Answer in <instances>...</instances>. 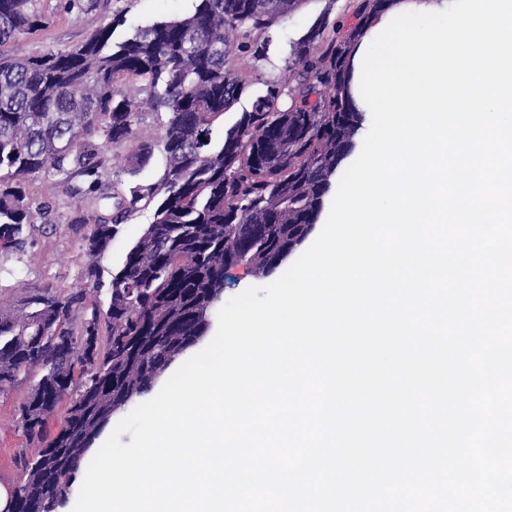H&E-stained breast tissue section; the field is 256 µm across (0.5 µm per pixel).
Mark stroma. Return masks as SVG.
I'll return each mask as SVG.
<instances>
[{
  "mask_svg": "<svg viewBox=\"0 0 512 512\" xmlns=\"http://www.w3.org/2000/svg\"><path fill=\"white\" fill-rule=\"evenodd\" d=\"M352 0H305L278 25L258 38L264 44L262 56H246L253 77L252 94L262 92L267 83L282 80L287 74L291 44L322 13L331 18L348 17ZM38 10L45 22L42 27L18 41L0 46V51L16 55H40L58 48L82 43L104 21L115 18L119 25L114 41L125 39L134 27L189 12L193 0H79L68 7L67 0H38ZM31 191L40 200L51 203L58 211L56 223L36 233V241L25 251L0 257V267L7 273L0 277V303L8 305L19 298L15 280L23 279L39 286L83 284V262L79 242L66 222L76 200L55 181L40 177L32 181ZM152 220V212L141 209L122 224L110 247L99 260V276L108 279L121 266L127 251ZM30 381L24 380L0 393V484L15 487L23 477L25 463L31 455L16 424V414L24 402Z\"/></svg>",
  "mask_w": 512,
  "mask_h": 512,
  "instance_id": "obj_1",
  "label": "stroma"
}]
</instances>
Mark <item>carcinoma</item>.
<instances>
[{"mask_svg":"<svg viewBox=\"0 0 512 512\" xmlns=\"http://www.w3.org/2000/svg\"><path fill=\"white\" fill-rule=\"evenodd\" d=\"M303 2L195 0L193 11L120 42L110 21L74 48L0 57V256L24 251L39 225L54 223L53 206L28 190L54 176L81 199L69 223L86 280L23 284L16 304L0 306V390L37 377L17 414L35 452L13 512H56L67 501L115 409L148 394L204 336L226 270L272 273L310 236L365 119L349 95L352 53L390 0H358L350 24L317 17L292 42L288 76L212 137L251 85L239 61L259 54L254 35ZM43 24L36 0H0V45ZM130 82L164 115L160 136L140 130L138 104L120 89ZM99 140L130 146L121 161L131 173L162 149L161 178L118 192ZM149 207L152 221L112 272L103 309L88 295L102 290L97 259L131 213Z\"/></svg>","mask_w":512,"mask_h":512,"instance_id":"1","label":"carcinoma"}]
</instances>
